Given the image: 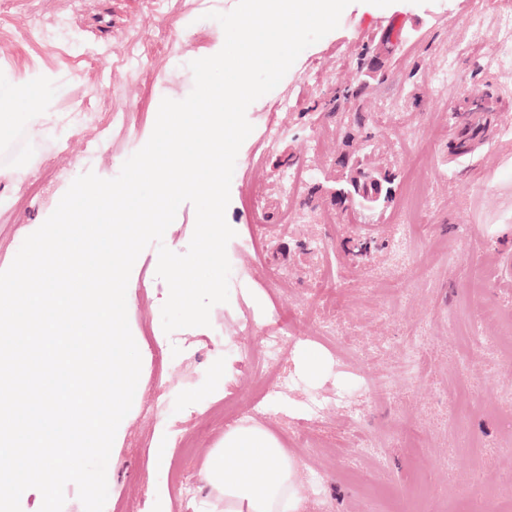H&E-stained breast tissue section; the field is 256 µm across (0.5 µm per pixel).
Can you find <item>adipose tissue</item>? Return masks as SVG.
Listing matches in <instances>:
<instances>
[{"label": "adipose tissue", "instance_id": "1", "mask_svg": "<svg viewBox=\"0 0 512 512\" xmlns=\"http://www.w3.org/2000/svg\"><path fill=\"white\" fill-rule=\"evenodd\" d=\"M36 68L17 71L0 90V134L34 104L32 85L46 81ZM211 489L198 512H297L300 493L295 464L280 440L265 427L243 423L225 431L203 464Z\"/></svg>", "mask_w": 512, "mask_h": 512}]
</instances>
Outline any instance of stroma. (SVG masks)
I'll return each mask as SVG.
<instances>
[{
  "label": "stroma",
  "instance_id": "stroma-1",
  "mask_svg": "<svg viewBox=\"0 0 512 512\" xmlns=\"http://www.w3.org/2000/svg\"><path fill=\"white\" fill-rule=\"evenodd\" d=\"M494 0H397L390 12L341 16L339 27L297 58L279 85L247 109L226 210L228 302L206 327L165 333L167 283L158 248L185 253L196 213L183 203L162 244H150L130 274L128 322L142 366V398L168 403L152 418L132 409L107 466L104 512H194L180 481L208 492L204 458L226 419L258 422L297 468L299 512H494L512 505V359L500 346L512 324V43ZM237 0H0V83L23 65L53 76L34 86L42 117H19L0 142V196L42 190L0 210V270L37 230L75 178L116 177L150 138L162 99L193 89L191 61L212 56L222 26L211 15ZM68 14L76 42L27 36L33 12ZM167 29L174 52L136 66L91 55ZM354 89L342 98L345 89ZM492 105L484 141L448 152L455 108ZM124 113L128 123L113 122ZM282 136L272 142L269 127ZM359 154L390 174V200L355 213L336 207ZM298 173L291 193L283 177ZM419 173L426 206L415 238L399 252ZM253 248L240 249L244 239ZM474 294L481 310L472 317ZM296 342L264 357L265 336ZM415 341V365L403 358ZM248 354L253 369L240 368ZM320 359L317 370L304 366ZM387 388H380L383 378ZM187 441L176 447L174 438ZM374 441L379 456L364 454Z\"/></svg>",
  "mask_w": 512,
  "mask_h": 512
}]
</instances>
